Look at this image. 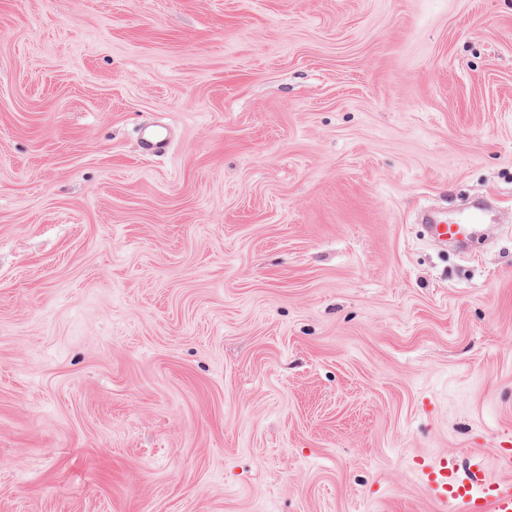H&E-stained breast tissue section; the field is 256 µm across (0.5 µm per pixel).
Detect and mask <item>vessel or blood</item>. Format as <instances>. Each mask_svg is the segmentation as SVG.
<instances>
[{
	"label": "vessel or blood",
	"instance_id": "1",
	"mask_svg": "<svg viewBox=\"0 0 512 512\" xmlns=\"http://www.w3.org/2000/svg\"><path fill=\"white\" fill-rule=\"evenodd\" d=\"M483 212H473L457 222L438 221L436 214L425 216L427 227L438 240H469L484 222ZM424 486L444 512H512V481L489 478L480 458H473L467 471H460L454 458L445 456L421 469Z\"/></svg>",
	"mask_w": 512,
	"mask_h": 512
}]
</instances>
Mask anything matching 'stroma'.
<instances>
[{
  "instance_id": "stroma-1",
  "label": "stroma",
  "mask_w": 512,
  "mask_h": 512,
  "mask_svg": "<svg viewBox=\"0 0 512 512\" xmlns=\"http://www.w3.org/2000/svg\"><path fill=\"white\" fill-rule=\"evenodd\" d=\"M509 445L512 0H0V512H439ZM425 221L432 237L435 239L467 241L476 233L478 223L485 222L486 218L483 212L478 211L463 216L455 224H446V221H438L436 213H428L425 215ZM421 473L426 491L442 505V512L512 511V481L489 478L479 457H473L465 474L448 456L424 465Z\"/></svg>"
}]
</instances>
